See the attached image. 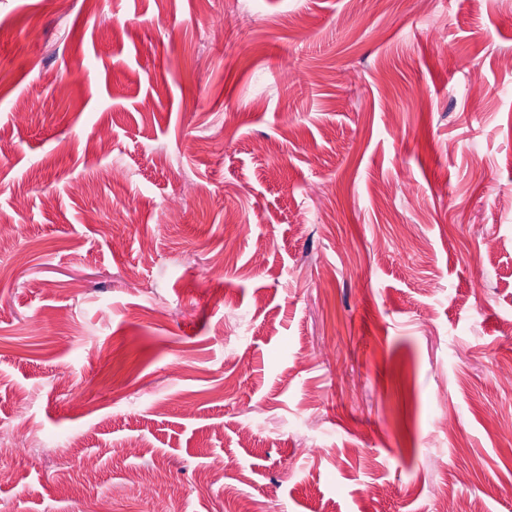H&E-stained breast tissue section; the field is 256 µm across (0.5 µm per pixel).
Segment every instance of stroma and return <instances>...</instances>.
I'll use <instances>...</instances> for the list:
<instances>
[{
	"label": "stroma",
	"mask_w": 512,
	"mask_h": 512,
	"mask_svg": "<svg viewBox=\"0 0 512 512\" xmlns=\"http://www.w3.org/2000/svg\"><path fill=\"white\" fill-rule=\"evenodd\" d=\"M509 56L512 0H0V512H512Z\"/></svg>",
	"instance_id": "obj_1"
}]
</instances>
